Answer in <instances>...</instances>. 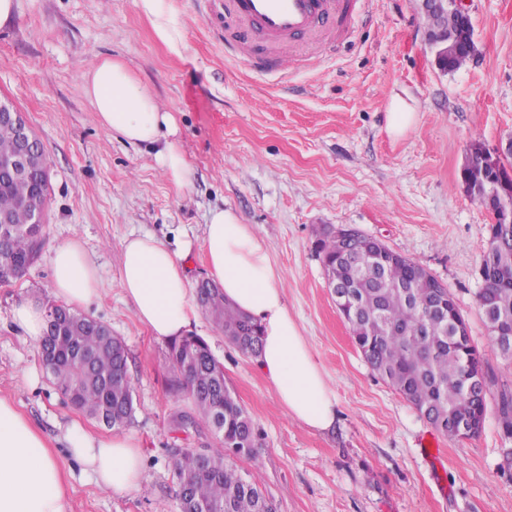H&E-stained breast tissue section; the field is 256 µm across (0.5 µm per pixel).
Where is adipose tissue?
Segmentation results:
<instances>
[{
  "instance_id": "obj_1",
  "label": "adipose tissue",
  "mask_w": 512,
  "mask_h": 512,
  "mask_svg": "<svg viewBox=\"0 0 512 512\" xmlns=\"http://www.w3.org/2000/svg\"><path fill=\"white\" fill-rule=\"evenodd\" d=\"M171 0H136L158 39L175 56L186 45ZM83 91L101 127L134 146L152 151V159L176 187L189 185L191 170L179 146L175 115L160 107L150 89L120 59L101 56L82 72ZM204 244L210 278L224 298L249 316L262 333L257 358L289 415L311 428L326 430L336 419V395L290 314L271 262L253 225L232 211H211ZM186 252L170 249L152 236L127 238L121 250L118 286L152 336H184L198 311L185 274ZM99 274L71 240L56 246L52 297L73 307L89 306L98 295ZM71 455L116 494L135 491L142 480V455L129 434L95 436L78 423L67 426ZM0 512H68L64 474L43 435L8 401L0 398Z\"/></svg>"
}]
</instances>
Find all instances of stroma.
Returning a JSON list of instances; mask_svg holds the SVG:
<instances>
[{
  "mask_svg": "<svg viewBox=\"0 0 512 512\" xmlns=\"http://www.w3.org/2000/svg\"><path fill=\"white\" fill-rule=\"evenodd\" d=\"M0 27V98L23 112L50 169L40 257L0 284V398L44 436L65 472L69 512H177L167 450L215 445L209 428L186 435L170 424L189 411L175 397L166 341L142 325L117 286L121 248L152 235L188 248L190 282L208 276L210 210L255 225L288 310L336 394L327 431L291 418L256 359L230 344L206 313L189 332L204 338L260 432L239 459L277 512H512V449L488 400L481 431L465 440L434 428L374 374L350 338L326 284L316 239L347 226L421 264L453 294L473 344L498 383L512 365L492 345L477 303L492 216L460 186L471 142L512 146V0H470L477 51L447 73L435 61L420 0H353L348 35L314 67L278 75L251 68L224 45L204 0H175L185 58L170 54L135 0H17ZM123 60L174 112L192 181L176 189L141 147L100 127L82 90L81 68L96 57ZM417 113L404 135L386 129L392 95ZM79 240L96 265L100 293L87 316L111 327L129 351L135 417L127 431L143 459L139 488L98 487L67 453L63 428L109 429L72 407L54 386L37 344L12 320L22 297L49 298L55 246ZM441 455L425 459L421 440Z\"/></svg>",
  "mask_w": 512,
  "mask_h": 512,
  "instance_id": "obj_1",
  "label": "stroma"
}]
</instances>
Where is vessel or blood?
<instances>
[{
  "label": "vessel or blood",
  "instance_id": "vessel-or-blood-1",
  "mask_svg": "<svg viewBox=\"0 0 512 512\" xmlns=\"http://www.w3.org/2000/svg\"><path fill=\"white\" fill-rule=\"evenodd\" d=\"M223 14L230 44L256 69L292 63L299 52L324 57L347 34L348 0H208Z\"/></svg>",
  "mask_w": 512,
  "mask_h": 512
}]
</instances>
